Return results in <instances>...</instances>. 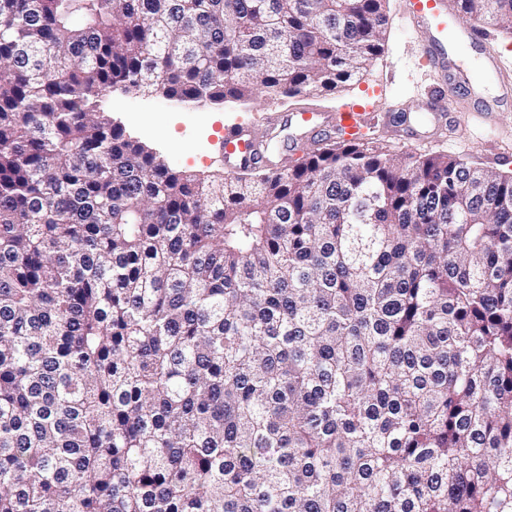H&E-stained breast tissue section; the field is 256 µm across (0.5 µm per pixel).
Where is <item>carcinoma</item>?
<instances>
[{"label": "carcinoma", "instance_id": "carcinoma-1", "mask_svg": "<svg viewBox=\"0 0 512 512\" xmlns=\"http://www.w3.org/2000/svg\"><path fill=\"white\" fill-rule=\"evenodd\" d=\"M386 8L0 0V512H512V175L353 138L202 177L101 108L334 94Z\"/></svg>", "mask_w": 512, "mask_h": 512}]
</instances>
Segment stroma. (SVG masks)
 I'll list each match as a JSON object with an SVG mask.
<instances>
[{"mask_svg":"<svg viewBox=\"0 0 512 512\" xmlns=\"http://www.w3.org/2000/svg\"><path fill=\"white\" fill-rule=\"evenodd\" d=\"M402 12L403 0H388L385 50L362 77L332 95H299L297 109L333 113L344 103L374 92L380 105L372 114L368 135L393 153L465 155L477 166L512 173V112L489 120L457 112L428 138H393L385 106L411 114L417 100L430 94L436 84L435 75L419 62L416 37L403 22ZM280 105V100L259 96L238 110L219 107L193 111L159 96L116 89L106 96L103 109L127 134L163 155L172 169L207 175L225 167L217 126L242 122L259 130L267 112Z\"/></svg>","mask_w":512,"mask_h":512,"instance_id":"stroma-1","label":"stroma"}]
</instances>
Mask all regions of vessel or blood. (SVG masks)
<instances>
[{
  "mask_svg": "<svg viewBox=\"0 0 512 512\" xmlns=\"http://www.w3.org/2000/svg\"><path fill=\"white\" fill-rule=\"evenodd\" d=\"M454 16L450 0H407L406 17L420 39V56L441 76L432 98L424 106L425 111L430 113L433 122L440 123L447 120L449 111L470 101L475 102L476 113L486 117L497 111L512 110V100L506 98L491 105L474 101L471 80L457 65L448 43ZM376 104L373 96L352 101L334 116L306 109L284 115L273 112L266 116L265 130L260 134L243 124L225 126V163L235 168L270 167L276 155L295 151L302 143L331 134L360 136Z\"/></svg>",
  "mask_w": 512,
  "mask_h": 512,
  "instance_id": "obj_1",
  "label": "vessel or blood"
}]
</instances>
